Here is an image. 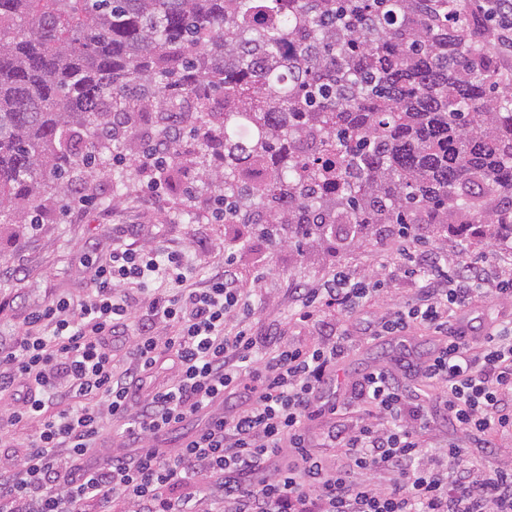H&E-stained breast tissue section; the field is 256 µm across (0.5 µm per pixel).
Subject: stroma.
<instances>
[{
	"instance_id": "35a3bbf8",
	"label": "stroma",
	"mask_w": 512,
	"mask_h": 512,
	"mask_svg": "<svg viewBox=\"0 0 512 512\" xmlns=\"http://www.w3.org/2000/svg\"><path fill=\"white\" fill-rule=\"evenodd\" d=\"M98 204L62 216L63 198L48 200L41 210L40 222L0 224V264L20 268L17 278L0 280V338L10 339L27 313L56 295H82L91 275V260L105 259L112 248L113 226H133L136 245L145 249L180 250L189 264L205 279L214 266L231 260L244 291L261 286L257 313L252 321L256 333L277 325L284 339L309 344L317 342L315 328L295 322L296 287L312 288L338 270H347L360 278L385 277L382 293L358 309L346 322L350 350L336 369V395L350 396L352 383L364 372L383 364L400 372L399 361L408 358L423 363L438 342L436 335L418 329L413 335L377 341H364L361 333L390 309L413 302L416 284L401 273L384 274L390 266V246L396 226L385 225L381 233L366 243L342 253L323 247L298 250L296 246L278 247L252 234L245 224H227L214 220L212 210L217 192L187 195L182 183L161 185L160 192L171 205L153 207L141 184L134 186L118 203H111L112 181L100 177L95 183ZM425 243L468 262L478 258L493 267L512 268V243L490 238L464 240L452 234L428 233ZM473 327L474 340H482L494 325L512 320V300L473 302L463 313Z\"/></svg>"
}]
</instances>
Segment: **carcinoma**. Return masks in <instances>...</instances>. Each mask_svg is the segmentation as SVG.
<instances>
[{
	"instance_id": "obj_1",
	"label": "carcinoma",
	"mask_w": 512,
	"mask_h": 512,
	"mask_svg": "<svg viewBox=\"0 0 512 512\" xmlns=\"http://www.w3.org/2000/svg\"><path fill=\"white\" fill-rule=\"evenodd\" d=\"M463 9L0 0V223H39L111 157L123 193L172 134L167 163L271 242L347 248L379 224L512 240V76Z\"/></svg>"
}]
</instances>
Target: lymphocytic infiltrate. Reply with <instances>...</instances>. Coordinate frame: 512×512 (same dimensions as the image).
<instances>
[{
    "label": "lymphocytic infiltrate",
    "instance_id": "obj_1",
    "mask_svg": "<svg viewBox=\"0 0 512 512\" xmlns=\"http://www.w3.org/2000/svg\"><path fill=\"white\" fill-rule=\"evenodd\" d=\"M471 8L512 52V0H472ZM391 254L417 299L368 326L367 340L423 325L439 343L409 368L410 382L378 367L354 381L345 402L323 396L347 353L324 314L355 312L375 294L366 283L340 270L296 288L297 322L321 332L308 346L255 334V303L231 266L197 287L183 252L116 244L92 262L82 298L51 299L0 344V394L13 399L0 409V447H27L0 466V512H200L184 490L199 478L217 512H512V469L489 461L492 436L512 431L504 403L512 321L477 343L460 318L474 298L511 297L512 276L477 259L459 263L408 234ZM157 280L164 291H151ZM121 343L130 364L119 372L112 360ZM165 357L170 377L148 387ZM232 395L244 407L213 414ZM352 404L361 412L355 423L326 434L346 460L333 468L311 452L308 426ZM439 414L454 436L432 450L425 436ZM200 415L205 423L177 454L159 451L157 435ZM107 442L116 454L95 461Z\"/></svg>",
    "mask_w": 512,
    "mask_h": 512
}]
</instances>
